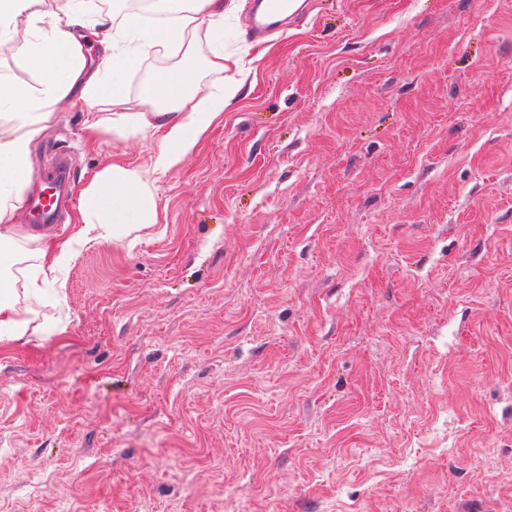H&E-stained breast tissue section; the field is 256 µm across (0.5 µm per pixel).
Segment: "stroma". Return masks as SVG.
<instances>
[{"mask_svg": "<svg viewBox=\"0 0 512 512\" xmlns=\"http://www.w3.org/2000/svg\"><path fill=\"white\" fill-rule=\"evenodd\" d=\"M250 0L235 97L0 346V512H512V0ZM61 107L73 182L160 133ZM257 5L253 18V35L255 38H265L276 32H283L288 26V15L293 8L291 0H255Z\"/></svg>", "mask_w": 512, "mask_h": 512, "instance_id": "1", "label": "stroma"}]
</instances>
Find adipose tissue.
I'll return each mask as SVG.
<instances>
[{
  "mask_svg": "<svg viewBox=\"0 0 512 512\" xmlns=\"http://www.w3.org/2000/svg\"><path fill=\"white\" fill-rule=\"evenodd\" d=\"M233 0H150L146 14L113 12L88 20L73 0H0V39L24 30L15 46L35 84L0 80V268L29 253L31 265L0 280V344L44 335L46 322L33 313L46 289L61 285L75 244L119 239L156 224L154 184L149 170L112 162L82 191L79 222L67 237L19 234L15 219L27 198L35 143L53 124L59 103L85 104L84 127L93 134L161 131L155 169H167L189 154L233 91L217 84L194 86V37L206 31L224 39V13ZM174 59L140 96H131L127 77L142 56Z\"/></svg>",
  "mask_w": 512,
  "mask_h": 512,
  "instance_id": "ef3b65f1",
  "label": "adipose tissue"
}]
</instances>
